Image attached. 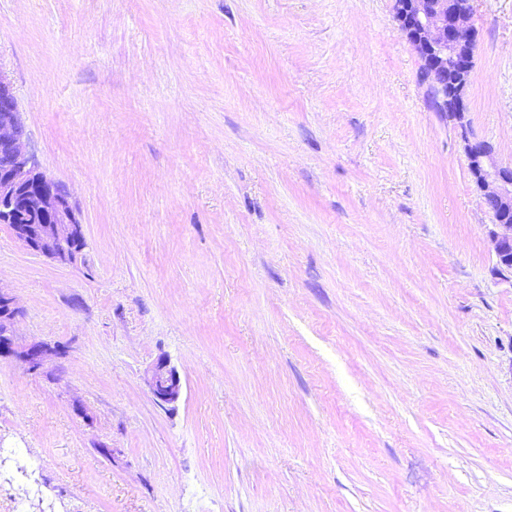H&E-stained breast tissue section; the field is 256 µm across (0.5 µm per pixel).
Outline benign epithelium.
<instances>
[{
  "mask_svg": "<svg viewBox=\"0 0 512 512\" xmlns=\"http://www.w3.org/2000/svg\"><path fill=\"white\" fill-rule=\"evenodd\" d=\"M398 22L420 60V79L434 91L436 111L448 115L461 130L471 177L491 214L496 270L512 272V165L502 164L488 142L468 135L463 107L473 62L476 33L470 25L471 2L461 0H397ZM26 131L12 89L0 77V224H8L28 249L60 262L68 261L65 247L84 243L82 225L64 184L41 172L23 151ZM18 307L13 296L0 290V357L16 360L26 370L41 372L62 354L56 345L23 344L14 334ZM147 385L162 406L179 401L182 379L167 359L147 371Z\"/></svg>",
  "mask_w": 512,
  "mask_h": 512,
  "instance_id": "obj_1",
  "label": "benign epithelium"
}]
</instances>
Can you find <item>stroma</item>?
<instances>
[{"label":"stroma","mask_w":512,"mask_h":512,"mask_svg":"<svg viewBox=\"0 0 512 512\" xmlns=\"http://www.w3.org/2000/svg\"><path fill=\"white\" fill-rule=\"evenodd\" d=\"M472 5L510 164L512 0ZM419 68L395 0H0L85 237L0 224L19 342L63 349L0 358V512H512V275ZM147 385L155 400L161 405H172L182 394V379L176 368L167 359L161 358L147 371Z\"/></svg>","instance_id":"obj_1"}]
</instances>
